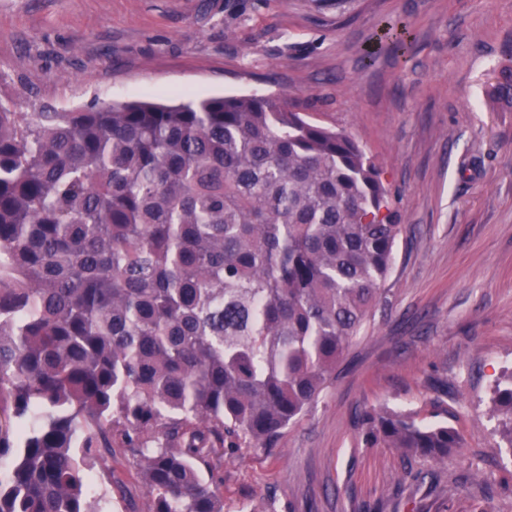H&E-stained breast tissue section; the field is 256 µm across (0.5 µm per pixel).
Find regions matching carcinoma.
<instances>
[{
	"label": "carcinoma",
	"mask_w": 512,
	"mask_h": 512,
	"mask_svg": "<svg viewBox=\"0 0 512 512\" xmlns=\"http://www.w3.org/2000/svg\"><path fill=\"white\" fill-rule=\"evenodd\" d=\"M405 55L407 25L377 38ZM512 104V70L493 90ZM403 225L382 170L285 99L0 104V512H107L114 442L150 512H224V447L271 453L379 303ZM507 416L512 380L491 397ZM408 459L447 425L363 418Z\"/></svg>",
	"instance_id": "1"
}]
</instances>
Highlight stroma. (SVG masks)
Instances as JSON below:
<instances>
[{
  "instance_id": "35a3bbf8",
  "label": "stroma",
  "mask_w": 512,
  "mask_h": 512,
  "mask_svg": "<svg viewBox=\"0 0 512 512\" xmlns=\"http://www.w3.org/2000/svg\"><path fill=\"white\" fill-rule=\"evenodd\" d=\"M413 49H361L386 23ZM512 0H0V104L64 112L136 100L287 95L383 169L403 224L383 295L332 383L274 453H225L224 512H512L491 409L512 373ZM458 429L448 460L368 447L365 412ZM111 512H148L122 449L95 467Z\"/></svg>"
}]
</instances>
